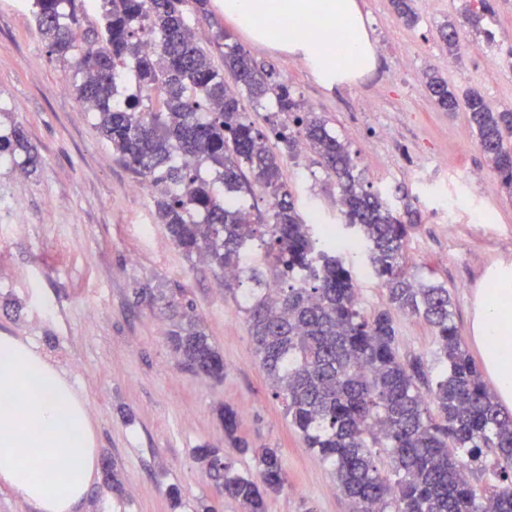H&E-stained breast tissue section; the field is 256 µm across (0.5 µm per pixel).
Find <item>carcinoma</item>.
<instances>
[{
    "mask_svg": "<svg viewBox=\"0 0 512 512\" xmlns=\"http://www.w3.org/2000/svg\"><path fill=\"white\" fill-rule=\"evenodd\" d=\"M191 1L207 13L208 0H100L104 32L82 43L75 30L84 0L33 5L49 54L70 64L99 134L133 174L153 183L158 219L173 245L221 272L243 268L224 290L245 315L274 397L307 447L331 466L350 512H512V415L502 412L463 344L448 289L403 271V242L419 221L417 209L406 195L397 208L365 188L345 145L273 68L228 44L224 67H217L192 33ZM390 2L406 24H416L412 0ZM457 36L451 23L439 29L450 56L459 50ZM226 70L237 88L224 82ZM126 78L157 92L160 106L119 97ZM424 79L440 109L468 112L479 148L512 195V111H492L474 90L456 94L434 69ZM245 100L284 120L270 122L267 132L256 128ZM300 143L336 179L343 224L385 284L389 304L432 328L436 378L421 359L400 357L390 311H360L346 257L297 211L281 162ZM2 156L38 165L19 129L0 135ZM205 164L214 170L210 180L201 176ZM256 187L274 199L265 217L243 198ZM255 240L265 260L244 268ZM244 280L252 287L243 303L237 286ZM136 295L164 303L167 340L187 370L224 380L223 356L191 301L161 288ZM221 416L226 436L238 442L237 413L226 406ZM379 448L390 459L388 475L375 464ZM194 456L217 493L245 512H266L267 497L286 482L276 448L258 450L254 474L236 470L219 448H197ZM489 467L499 484L479 491L473 478Z\"/></svg>",
    "mask_w": 512,
    "mask_h": 512,
    "instance_id": "cac0c4a2",
    "label": "carcinoma"
}]
</instances>
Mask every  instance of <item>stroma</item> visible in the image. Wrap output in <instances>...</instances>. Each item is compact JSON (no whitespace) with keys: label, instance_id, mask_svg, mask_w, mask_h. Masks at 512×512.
<instances>
[{"label":"stroma","instance_id":"1","mask_svg":"<svg viewBox=\"0 0 512 512\" xmlns=\"http://www.w3.org/2000/svg\"><path fill=\"white\" fill-rule=\"evenodd\" d=\"M370 42L366 70L319 74L287 42H258L225 15L218 0L196 27L214 62L225 45L274 65L343 141L365 184L391 195L403 189L421 220L405 243L406 270L445 286L453 321L471 355L476 303L483 288L512 273V196L489 171L465 112L440 111L423 74L437 68L450 85L478 90L494 110L512 111V0H490L482 31L464 23L479 0H414L419 22L403 25L389 0H355ZM460 30L456 57L438 31ZM67 64L51 58L31 0H0V134L22 128L42 163L36 171L0 158V330L29 339L64 370L88 400L98 459L124 482H104L84 512H242L216 496L193 457L199 446L223 449L242 472L255 452L280 449L286 484L267 512H349L318 456L288 423L260 368L243 313L222 287L224 275L187 260L156 217L153 196L135 193L133 174L112 154L92 112L75 91ZM295 206L310 224L340 226L339 188L311 151L284 156ZM485 172L474 182L470 171ZM360 307L387 309L386 290L364 257L350 261ZM183 288L224 357V380L188 372L166 339L167 323L135 290ZM396 349L439 369L430 328L393 311ZM239 418L240 451L219 417ZM178 488L179 504L168 490Z\"/></svg>","mask_w":512,"mask_h":512}]
</instances>
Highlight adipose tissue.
I'll list each match as a JSON object with an SVG mask.
<instances>
[{
  "label": "adipose tissue",
  "instance_id": "ef3b65f1",
  "mask_svg": "<svg viewBox=\"0 0 512 512\" xmlns=\"http://www.w3.org/2000/svg\"><path fill=\"white\" fill-rule=\"evenodd\" d=\"M224 13L261 42H277L293 24V44L325 69L336 57L300 21L316 18L337 28L356 68L366 33L352 0H224ZM481 359L497 399L512 408V278L484 289L473 325ZM98 476L95 434L85 399L36 347L0 331V490L34 512H82Z\"/></svg>",
  "mask_w": 512,
  "mask_h": 512
}]
</instances>
